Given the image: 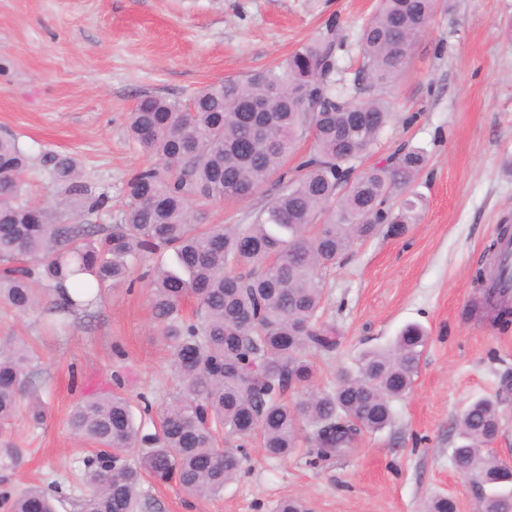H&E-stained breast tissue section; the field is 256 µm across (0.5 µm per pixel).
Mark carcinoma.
<instances>
[{
  "mask_svg": "<svg viewBox=\"0 0 512 512\" xmlns=\"http://www.w3.org/2000/svg\"><path fill=\"white\" fill-rule=\"evenodd\" d=\"M436 0H379L362 28V86L336 85L332 42L319 38L284 63L211 83L188 100L146 95L130 111L128 136L156 157L128 180L127 203L105 227L60 224L27 195L28 156L17 139L0 137V304L25 313L70 275L76 296L52 299L57 325L123 284L143 257L168 255L154 269L150 303L165 341L174 394L142 393L138 403L114 394L79 403L72 432L95 446L82 460L88 492L81 512H145V479L173 483L196 497L215 498L236 481L246 448L259 438L267 456L286 458L300 431L319 461L353 452L364 433L393 421L392 403L417 375L428 333L407 324L387 349L361 354L327 389L290 403L288 390L312 382L311 354L331 356L334 327L321 320L320 273L382 230L399 233L418 221L411 190L425 168L423 151L400 145L383 163L366 157L393 118L388 102L369 90L391 83L406 63ZM303 88L306 95L297 96ZM264 99L255 115L250 103ZM312 150L288 166L296 143ZM56 206L79 215L107 203L80 180L69 158H54ZM269 198L248 224H205L194 202H243L263 186ZM396 206L387 205L393 191ZM509 220L497 228L490 262L473 284L495 324L512 322V302L491 288ZM196 306L185 311L188 299ZM34 355L17 336L0 338V426L23 412L35 425L46 408L33 388ZM505 373L493 398L467 405L456 421V469L478 490V512H512V468L486 450L502 419ZM54 490L0 491L8 512H55Z\"/></svg>",
  "mask_w": 512,
  "mask_h": 512,
  "instance_id": "1",
  "label": "carcinoma"
}]
</instances>
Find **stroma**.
<instances>
[{"mask_svg":"<svg viewBox=\"0 0 512 512\" xmlns=\"http://www.w3.org/2000/svg\"><path fill=\"white\" fill-rule=\"evenodd\" d=\"M374 8L375 0H0V136H14L27 152L34 201L53 204L50 159L68 156L84 182L110 196L108 208L82 223H114L126 180L150 162L126 130L139 97L187 99L326 33L335 39L337 78L353 84ZM510 25L512 0H439L399 76L381 90L394 117L371 156L379 161L404 143L427 151L413 185L424 201L420 219L401 235L356 242L324 274L323 318L340 339L332 356H312L316 385H329L406 324L429 333L391 426L315 464L303 450L272 460L252 445L223 495L193 498L153 484L151 512H274L285 497L304 499L310 512H423L437 496L452 499L456 512H474L476 489L451 450L460 410L495 396L512 370V327L471 311L477 264L502 218L512 219ZM155 265L138 261L133 288L105 290L60 331L42 309L0 308V336H21L36 353L47 407L42 425L21 414L0 432V485L18 492L57 482V512H78L85 489L77 473L93 447L71 431L73 407L111 393L116 370L130 396L170 385L149 301Z\"/></svg>","mask_w":512,"mask_h":512,"instance_id":"stroma-1","label":"stroma"}]
</instances>
